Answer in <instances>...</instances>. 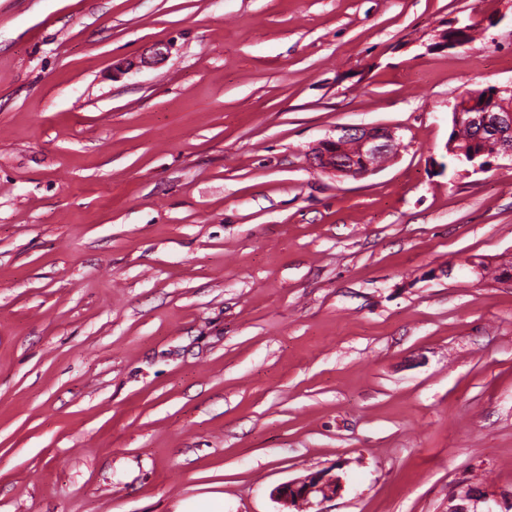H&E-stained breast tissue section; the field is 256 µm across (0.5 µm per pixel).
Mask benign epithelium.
I'll use <instances>...</instances> for the list:
<instances>
[{
  "label": "benign epithelium",
  "mask_w": 512,
  "mask_h": 512,
  "mask_svg": "<svg viewBox=\"0 0 512 512\" xmlns=\"http://www.w3.org/2000/svg\"><path fill=\"white\" fill-rule=\"evenodd\" d=\"M512 95V87L497 88L492 93V104H475L476 95L462 94L454 111L470 108L474 114L467 122L495 132L503 127L512 129V101L502 96ZM351 142L357 153L351 159L342 158L344 142ZM398 144L392 130L384 127L349 126L339 134L321 140L311 152L314 164L342 178L360 179L372 173L375 159L396 153ZM343 487L342 478L329 472L317 471L276 487L272 497L287 508L305 506L323 512L321 505L335 498ZM512 496L496 493L480 485L461 483L448 495V512H499Z\"/></svg>",
  "instance_id": "7a95c632"
}]
</instances>
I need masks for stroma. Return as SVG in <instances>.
<instances>
[{
  "mask_svg": "<svg viewBox=\"0 0 512 512\" xmlns=\"http://www.w3.org/2000/svg\"><path fill=\"white\" fill-rule=\"evenodd\" d=\"M511 85L512 0H0V512L512 493V158L445 150ZM336 138L321 140L311 152L315 165L342 178L360 179L372 173L376 167L375 159L396 153L399 145L391 129L384 127H341ZM346 141L357 148L355 155L342 158V148ZM343 487L340 476L329 471H317L276 487L272 497L287 508H315L324 512L321 505L335 498Z\"/></svg>",
  "mask_w": 512,
  "mask_h": 512,
  "instance_id": "obj_1",
  "label": "stroma"
}]
</instances>
